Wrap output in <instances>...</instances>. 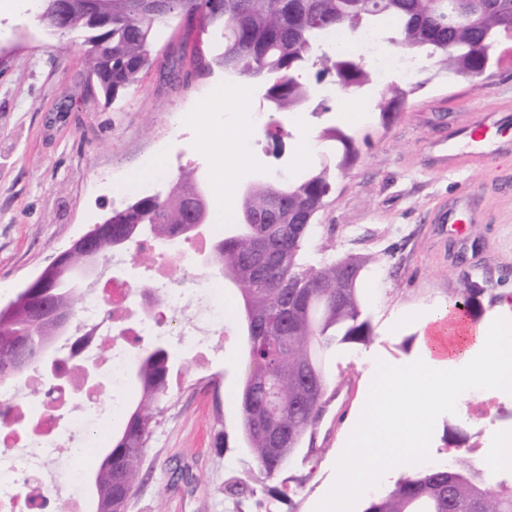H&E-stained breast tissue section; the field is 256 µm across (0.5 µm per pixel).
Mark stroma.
Returning a JSON list of instances; mask_svg holds the SVG:
<instances>
[{"label":"stroma","instance_id":"1","mask_svg":"<svg viewBox=\"0 0 512 512\" xmlns=\"http://www.w3.org/2000/svg\"><path fill=\"white\" fill-rule=\"evenodd\" d=\"M32 0H0V302L8 303L31 277L82 233L144 197L138 171L152 153L176 164L175 184L188 168L203 173L216 192L235 167L234 127L215 124L206 133L189 127L184 139L170 134L174 117L206 109L223 69L198 74L191 56L180 66L186 82L160 77L164 60L139 83L105 99L89 79L83 39L52 33L37 20ZM217 51L220 32L194 29L180 19L155 28L162 51L181 39ZM415 85L401 114L383 124L377 92L315 96L305 111L289 115L287 137L273 144L252 129L253 166L239 184L258 173L298 178L325 161L326 152L304 157L306 132L339 126L352 132L356 163L337 174L333 192L305 244L307 263L322 265L348 256H372L361 276L364 313L374 337L366 344L339 343L324 357L330 384L349 381L350 415L369 395L370 376L381 364L403 367L420 357L422 313L454 301L463 279L480 288L481 321L501 316L504 292L512 291V146L481 165H457L445 142L455 125L479 114L512 109V61H502L479 83L448 78L424 61L395 71ZM475 204L462 228L449 211L463 194ZM224 304V341L209 354L207 369L178 353L168 398L141 464V481L126 512H322L327 493L339 488L338 457L353 428L335 426L324 451L299 449L282 472L265 478L240 430L239 394L246 338L238 320L240 298L212 281ZM425 457L419 466L466 455L485 469L489 484L507 478L491 462L492 439L512 428V393H480L450 402L424 400ZM245 479L239 504L224 499V484Z\"/></svg>","mask_w":512,"mask_h":512}]
</instances>
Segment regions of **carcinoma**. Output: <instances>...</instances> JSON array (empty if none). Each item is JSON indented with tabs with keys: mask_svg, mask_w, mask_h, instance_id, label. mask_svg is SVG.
<instances>
[{
	"mask_svg": "<svg viewBox=\"0 0 512 512\" xmlns=\"http://www.w3.org/2000/svg\"><path fill=\"white\" fill-rule=\"evenodd\" d=\"M112 26L96 28L80 14L70 18L71 31L84 34V44L98 43L85 52L90 71L96 72L106 94L137 84L151 66L152 33L170 18L165 0H106ZM470 23L448 22V0H189L186 27L209 24L222 29L221 52L200 58L194 46L197 71L214 66L242 79L266 86L273 111L296 112L315 93L305 80L310 68L330 74L344 92H357L374 83L363 58L337 50L327 52L329 33L342 30L357 36L379 31L409 63L421 58L438 70L465 77L500 63L512 48V0H469ZM415 87L390 81L379 92L378 107L385 122L404 107ZM318 140L335 147L334 163L299 180L271 181L247 202L239 214L259 216L261 224H235L232 234L217 243L212 262L218 269L228 260L245 274L238 288L255 316V329L246 335V360L241 394V433L246 447L265 477L275 478L312 429L316 394H324L327 377L323 355L338 341L367 343L373 327L364 316L359 284L351 288H322L336 278V264L311 266L302 251L311 226L333 190L336 173L358 159L355 139L336 127H325ZM196 191V173L182 171L178 182L157 199L142 197L112 213V232L141 237L139 223L152 225L150 237L162 242L181 233L189 222L187 202ZM278 247L279 257L254 269L257 236ZM290 280L300 287H280ZM479 291L470 283L454 306L465 317L473 315ZM82 297L62 289L48 303L74 316ZM27 303L17 300L9 317L0 315V355L10 354L34 364L38 353L53 348L51 335L24 334ZM173 356L150 345L136 363L141 398L123 432L112 441V464L100 463V494L112 512H124L139 475V467L154 428V407L167 397ZM363 512H512V484L488 486L485 473L468 466L460 456L446 463L405 472L395 487L371 498Z\"/></svg>",
	"mask_w": 512,
	"mask_h": 512,
	"instance_id": "1",
	"label": "carcinoma"
}]
</instances>
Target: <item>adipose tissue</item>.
I'll return each instance as SVG.
<instances>
[{
  "instance_id": "adipose-tissue-1",
  "label": "adipose tissue",
  "mask_w": 512,
  "mask_h": 512,
  "mask_svg": "<svg viewBox=\"0 0 512 512\" xmlns=\"http://www.w3.org/2000/svg\"><path fill=\"white\" fill-rule=\"evenodd\" d=\"M422 357L401 370L378 367L371 388L390 394L406 389L421 392H460L477 385L512 390V328L476 324L449 306L429 311L422 320ZM482 356L489 371L473 368V357ZM401 410L389 403L370 401L362 410L352 438L359 453L342 459L340 480L344 491L359 492L367 480L394 483L400 478V461L412 460L421 445L418 432L425 423L415 415L414 427L400 424Z\"/></svg>"
}]
</instances>
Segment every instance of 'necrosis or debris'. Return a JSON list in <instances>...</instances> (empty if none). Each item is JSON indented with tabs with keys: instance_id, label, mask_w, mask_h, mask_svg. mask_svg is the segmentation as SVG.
<instances>
[{
	"instance_id": "necrosis-or-debris-1",
	"label": "necrosis or debris",
	"mask_w": 512,
	"mask_h": 512,
	"mask_svg": "<svg viewBox=\"0 0 512 512\" xmlns=\"http://www.w3.org/2000/svg\"><path fill=\"white\" fill-rule=\"evenodd\" d=\"M146 247L154 256L153 289L122 275L128 256L113 254V274L90 289L52 360L0 387V512H55L63 491L58 468L67 470L70 483L83 481L90 466L84 451L95 445L103 412L123 405L131 366L144 346L172 332L199 364L207 362L213 337L223 334V311L204 289L183 309L181 327L170 328L171 312L185 295L174 273L211 252L212 239L175 236ZM160 296L165 305H157ZM89 365L105 384L82 375Z\"/></svg>"
}]
</instances>
